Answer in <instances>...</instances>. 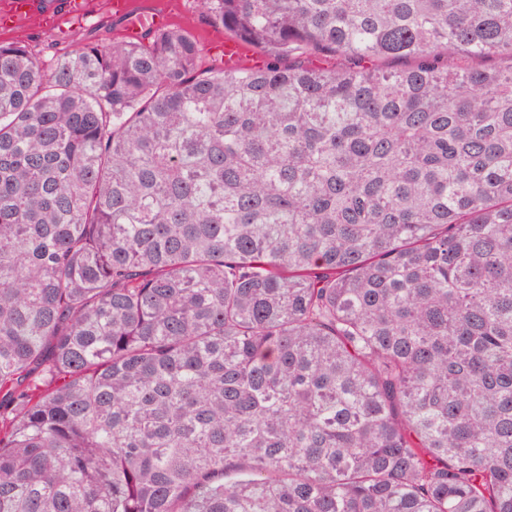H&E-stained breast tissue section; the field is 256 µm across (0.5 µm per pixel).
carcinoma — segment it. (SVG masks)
Here are the masks:
<instances>
[{
	"mask_svg": "<svg viewBox=\"0 0 512 512\" xmlns=\"http://www.w3.org/2000/svg\"><path fill=\"white\" fill-rule=\"evenodd\" d=\"M197 5L0 41V512H512V0ZM88 13L81 20L67 25L68 32L65 35L49 28L40 20H33L23 30L1 31L0 41L13 39L27 40L30 47L47 69L53 64L55 51L74 49L88 42L110 43L122 38L123 25L117 18H125L124 36L127 40H138L141 34L140 24L134 22L133 8L137 13L147 15L155 11V8L164 7L172 16V23L194 32L202 47V59L204 67L220 66L222 63L217 55H212L204 50V45L215 37H225L224 30L205 25L199 16V10L194 0H112L108 8L109 0H87ZM112 14L117 17L114 18Z\"/></svg>",
	"mask_w": 512,
	"mask_h": 512,
	"instance_id": "obj_1",
	"label": "carcinoma"
}]
</instances>
